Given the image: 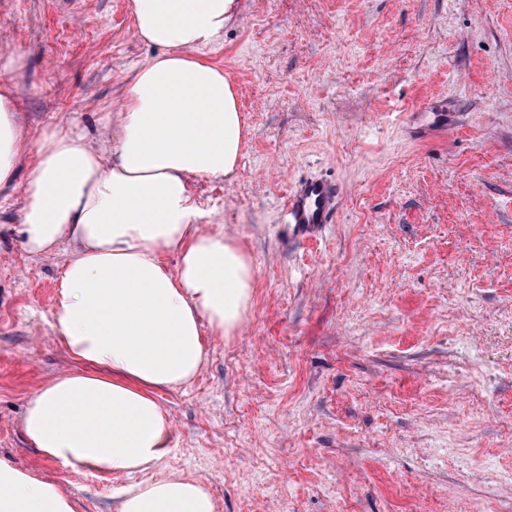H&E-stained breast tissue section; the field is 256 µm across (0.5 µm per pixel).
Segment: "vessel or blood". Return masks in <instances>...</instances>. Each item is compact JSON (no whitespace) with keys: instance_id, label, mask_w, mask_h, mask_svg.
Wrapping results in <instances>:
<instances>
[{"instance_id":"b4317fda","label":"vessel or blood","mask_w":512,"mask_h":512,"mask_svg":"<svg viewBox=\"0 0 512 512\" xmlns=\"http://www.w3.org/2000/svg\"><path fill=\"white\" fill-rule=\"evenodd\" d=\"M337 195L336 185L323 179H308L297 184L286 204L293 234L304 239L326 224L336 207Z\"/></svg>"}]
</instances>
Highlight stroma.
Listing matches in <instances>:
<instances>
[{
    "label": "stroma",
    "instance_id": "obj_1",
    "mask_svg": "<svg viewBox=\"0 0 512 512\" xmlns=\"http://www.w3.org/2000/svg\"><path fill=\"white\" fill-rule=\"evenodd\" d=\"M129 0H0L32 136L103 110L155 53ZM204 59L249 126L236 176L205 181V220L255 270L242 331L206 339L161 396L166 468L206 479L216 512H512V0H238ZM0 191V459L114 512L125 475L42 458L21 418L72 363L51 314L66 252L29 254L20 185ZM340 186L308 242L291 188Z\"/></svg>",
    "mask_w": 512,
    "mask_h": 512
}]
</instances>
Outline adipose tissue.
<instances>
[{
    "label": "adipose tissue",
    "instance_id": "adipose-tissue-1",
    "mask_svg": "<svg viewBox=\"0 0 512 512\" xmlns=\"http://www.w3.org/2000/svg\"><path fill=\"white\" fill-rule=\"evenodd\" d=\"M236 0H130L133 34L156 53L135 67L95 147L75 124L24 134L0 93V189L20 160V234L29 253L67 245L52 328L73 367L29 397L22 431L45 459L75 473L144 474L116 512H215L201 478L157 474L174 446L161 393L189 386L205 359L203 330L238 333L255 272L223 225L203 223L194 182L232 179L248 134L222 68L200 58L224 36ZM176 264H169V257ZM0 512H76L55 482L0 459Z\"/></svg>",
    "mask_w": 512,
    "mask_h": 512
}]
</instances>
